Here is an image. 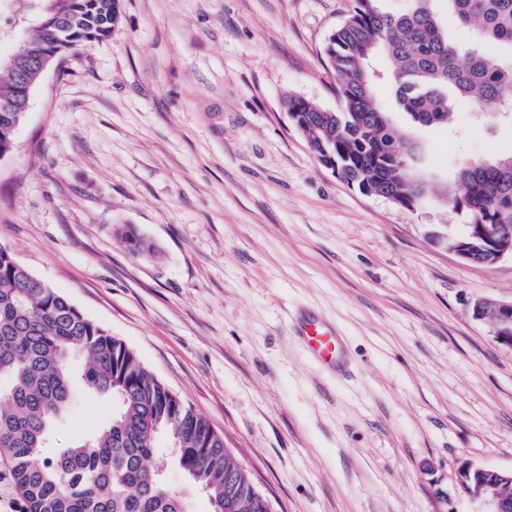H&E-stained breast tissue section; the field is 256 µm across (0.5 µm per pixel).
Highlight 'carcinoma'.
<instances>
[{"label":"carcinoma","instance_id":"obj_1","mask_svg":"<svg viewBox=\"0 0 512 512\" xmlns=\"http://www.w3.org/2000/svg\"><path fill=\"white\" fill-rule=\"evenodd\" d=\"M431 0L400 15L380 0H353L328 36L325 53L341 108L285 98L320 163H337L351 186L365 180L407 208L445 197L471 224L512 225V152L457 169L444 190L402 165L388 113L374 88L386 80L413 123L448 124L460 102L478 110H512V0H448L459 26L474 25L477 44L448 36ZM67 32L51 26L32 34L33 50L59 57L108 36L119 0H55ZM385 54L386 74L371 60ZM112 404V417L48 452L76 390ZM166 438L168 446L157 442ZM177 467L187 488L172 490ZM203 493L210 512H264L259 490L224 446V437L189 403L147 370L122 340L0 248V499L20 512H188L186 494Z\"/></svg>","mask_w":512,"mask_h":512}]
</instances>
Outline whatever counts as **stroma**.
Masks as SVG:
<instances>
[{
    "mask_svg": "<svg viewBox=\"0 0 512 512\" xmlns=\"http://www.w3.org/2000/svg\"><path fill=\"white\" fill-rule=\"evenodd\" d=\"M48 5L0 0L1 60ZM351 6L120 0L112 33L30 91L0 158V247L205 416L274 512H477L456 475L512 469V346L474 305L512 300V260H459L432 240L464 232L451 203L363 195L293 126L286 95L340 107L324 45ZM375 104L442 184L512 151V124L468 103L432 127L392 85ZM302 309L344 332L350 380L293 336ZM111 412L78 396L50 447Z\"/></svg>",
    "mask_w": 512,
    "mask_h": 512,
    "instance_id": "stroma-1",
    "label": "stroma"
}]
</instances>
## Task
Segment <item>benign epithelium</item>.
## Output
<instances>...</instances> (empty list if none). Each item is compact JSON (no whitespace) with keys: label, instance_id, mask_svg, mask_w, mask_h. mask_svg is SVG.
<instances>
[{"label":"benign epithelium","instance_id":"benign-epithelium-1","mask_svg":"<svg viewBox=\"0 0 512 512\" xmlns=\"http://www.w3.org/2000/svg\"><path fill=\"white\" fill-rule=\"evenodd\" d=\"M51 59L50 55L34 52L27 39L19 45L6 68L13 71L20 89L13 100L0 104V112H26L30 90ZM433 239L467 263L490 267L512 257V226L508 224H497L492 230L485 224H478L472 240L439 234L434 235ZM474 315L491 323L496 338L512 346V301H479L474 306ZM458 485L464 493L480 502L481 512H512V470L465 464L458 470Z\"/></svg>","mask_w":512,"mask_h":512}]
</instances>
